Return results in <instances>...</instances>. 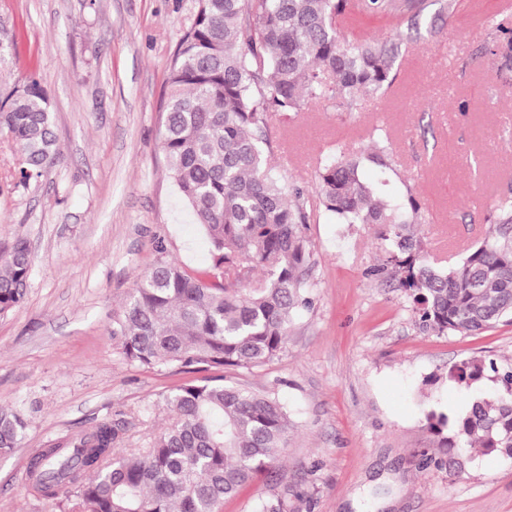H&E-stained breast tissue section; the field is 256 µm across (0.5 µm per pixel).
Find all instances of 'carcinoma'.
Segmentation results:
<instances>
[{"instance_id":"obj_1","label":"carcinoma","mask_w":512,"mask_h":512,"mask_svg":"<svg viewBox=\"0 0 512 512\" xmlns=\"http://www.w3.org/2000/svg\"><path fill=\"white\" fill-rule=\"evenodd\" d=\"M424 0H198L170 66L161 148L178 191L206 232L211 264L187 270L156 245V264L112 313V340L138 368L207 371L262 366L284 351L294 316L311 306L315 265L302 190L267 159L274 112L325 102L354 112L398 80L406 46L366 35L364 20L413 26ZM486 54L512 71V21L489 20ZM0 133L20 154L22 182L59 162L53 115L39 81L0 90ZM392 168L377 128L358 152H331L318 167L316 193L338 224H377L386 263L411 299L419 327L438 335L479 336L512 321V189L489 206L487 235L460 262L435 266L411 227L424 222L413 195L398 203L363 178L364 165ZM33 256L16 240L0 255V314L24 299ZM448 379L492 393L459 414L431 410L426 426L438 456L425 465L458 476L471 451L512 458V367L469 358ZM169 424L151 448L120 447L126 424L104 421L42 449L30 462L32 491L59 512H219L256 478L270 474L292 424L269 394L211 381L166 396ZM27 422L0 410V455L23 439ZM302 497L285 484L255 512H293Z\"/></svg>"}]
</instances>
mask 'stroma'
Wrapping results in <instances>:
<instances>
[{"instance_id":"obj_1","label":"stroma","mask_w":512,"mask_h":512,"mask_svg":"<svg viewBox=\"0 0 512 512\" xmlns=\"http://www.w3.org/2000/svg\"><path fill=\"white\" fill-rule=\"evenodd\" d=\"M444 3L427 0L414 29L370 25L408 48L395 93L356 112L272 115L270 164L304 189L311 215L312 307L270 363L185 372L126 364L110 329L155 263L156 241L186 268L211 261L160 147L169 68L197 2L0 0V30L17 41L0 85L41 83L62 153L22 185L0 134V252L23 239L34 256L23 303L0 315V407L27 421L20 448L0 456V512H55L28 481L31 457L50 442L121 418L123 448L139 453L170 420L168 394L218 376L289 409L275 472L304 492L295 512H512V459L477 454L453 478L420 456L436 445L426 412L462 409L473 395L449 382L450 368L473 356L512 365V324L479 336L421 330L405 293L373 273L378 226L334 223L316 195L321 156L358 151L380 126L396 163L365 177L420 200L427 260L455 264L484 236L487 202L512 188V74H496L485 54V19L502 0H463L451 16Z\"/></svg>"}]
</instances>
